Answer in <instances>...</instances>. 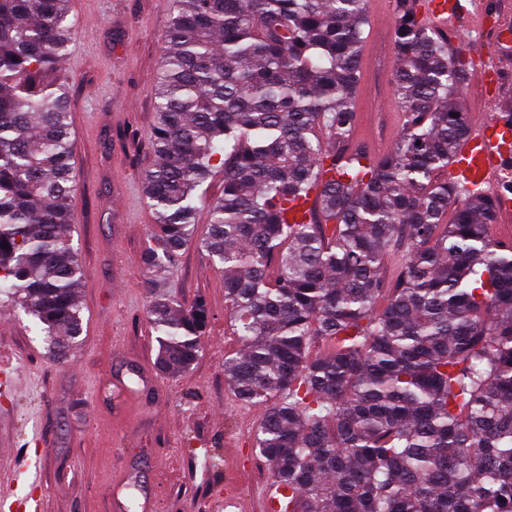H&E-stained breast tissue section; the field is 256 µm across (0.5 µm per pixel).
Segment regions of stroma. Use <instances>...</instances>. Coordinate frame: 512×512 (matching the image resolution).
Returning <instances> with one entry per match:
<instances>
[{
	"label": "stroma",
	"mask_w": 512,
	"mask_h": 512,
	"mask_svg": "<svg viewBox=\"0 0 512 512\" xmlns=\"http://www.w3.org/2000/svg\"><path fill=\"white\" fill-rule=\"evenodd\" d=\"M79 30L59 75L71 86L75 205L68 225L78 249L77 302L83 332L56 360L31 320L0 294V478L49 512H224V493L256 500L271 480L253 448L263 414L241 404L224 380L238 342L224 303V274L188 244L170 278L172 293L202 302V352L182 376L159 373L147 320L153 291L142 254L156 217L138 174L152 162L160 40L168 0H71ZM154 384L112 414L113 372ZM127 474L122 489L114 476Z\"/></svg>",
	"instance_id": "stroma-1"
}]
</instances>
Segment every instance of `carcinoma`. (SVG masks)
<instances>
[{
    "label": "carcinoma",
    "mask_w": 512,
    "mask_h": 512,
    "mask_svg": "<svg viewBox=\"0 0 512 512\" xmlns=\"http://www.w3.org/2000/svg\"><path fill=\"white\" fill-rule=\"evenodd\" d=\"M418 2L390 0L404 124L371 160L351 140L366 0H170L142 262L164 288L195 240L224 269L241 345L224 377L264 408L253 447L293 512H512V242L490 234L492 196L438 179L469 134L472 62ZM69 4L0 0V293L55 356L83 329L70 86L55 76L77 34ZM311 193L309 222L289 223ZM147 316L160 371H187L203 304L162 295Z\"/></svg>",
    "instance_id": "obj_1"
}]
</instances>
